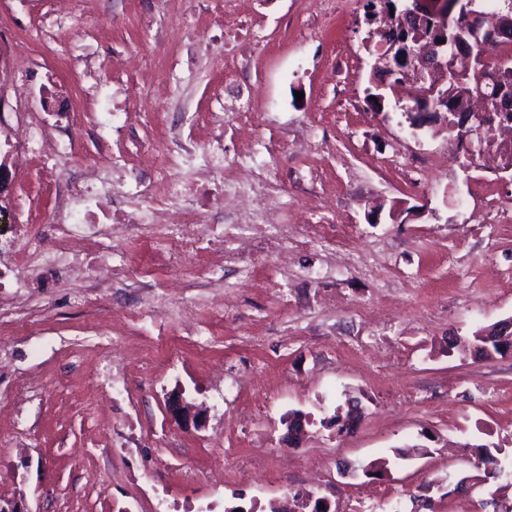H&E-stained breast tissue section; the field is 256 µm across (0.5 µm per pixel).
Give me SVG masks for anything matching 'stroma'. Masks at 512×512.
I'll use <instances>...</instances> for the list:
<instances>
[{"label": "stroma", "mask_w": 512, "mask_h": 512, "mask_svg": "<svg viewBox=\"0 0 512 512\" xmlns=\"http://www.w3.org/2000/svg\"><path fill=\"white\" fill-rule=\"evenodd\" d=\"M364 0H234L223 28L250 41L225 50L213 0H77L68 43L38 40L53 0H0V31L17 47L0 96L27 71V107L79 161L116 174L139 160L143 137L224 141V164L256 151L282 209L284 259L256 248L246 267L215 253L162 275L173 303L205 301L194 330L126 322L136 293L107 288L100 306L84 281L34 279L23 296L0 288V311L25 309L27 335L0 326L13 360L0 378V501L27 512H159L160 497L195 512H512V354L486 360L457 348L512 318V171L489 170L445 118L412 128L402 107L417 83L365 100L371 59ZM127 105L137 134L106 144L85 111ZM253 127L235 130L238 108ZM224 115L223 129L202 122ZM0 127L10 189L0 230L44 224L54 206L43 159L20 167ZM123 369L124 413L91 396L105 360ZM183 389L202 427L178 423L167 396ZM362 414L339 432L333 418ZM311 420L286 447L294 413ZM137 418L132 447L99 432ZM221 450L208 448L212 437ZM499 447L484 479L477 445ZM466 492H455L461 479Z\"/></svg>", "instance_id": "35a3bbf8"}]
</instances>
